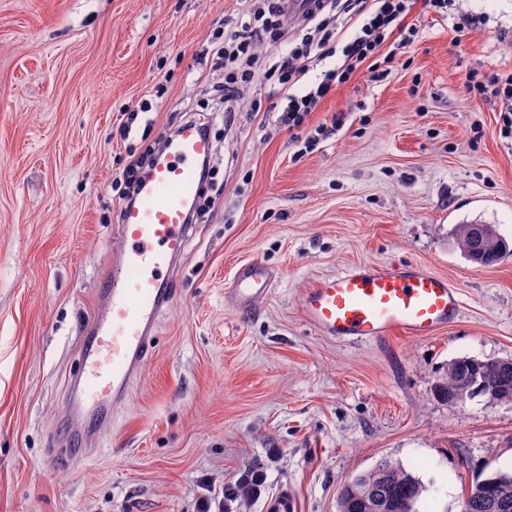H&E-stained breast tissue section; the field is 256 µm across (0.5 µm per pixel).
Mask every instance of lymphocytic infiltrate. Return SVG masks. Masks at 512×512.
<instances>
[{
    "label": "lymphocytic infiltrate",
    "mask_w": 512,
    "mask_h": 512,
    "mask_svg": "<svg viewBox=\"0 0 512 512\" xmlns=\"http://www.w3.org/2000/svg\"><path fill=\"white\" fill-rule=\"evenodd\" d=\"M413 5L414 0H308L303 15L305 34L277 60L267 63L260 59L257 48L266 42L285 39L288 33L285 3L284 0H254L248 21L225 37L216 51L215 65L223 69L224 83L215 87L214 92L228 103L254 82L277 84L285 101L283 126L291 131L304 129L308 116L330 91L348 82L357 72H365L371 82L384 79L385 66L394 59L393 54H381L385 42L395 40L403 49L415 41L416 28L404 22ZM328 7L333 8V15H325ZM344 22L356 27L351 38H344L338 29ZM331 46L341 54L340 65L324 71L305 94L293 93V86L308 73L312 58L322 57ZM467 87L473 96L499 100L500 132L511 138L512 71L470 73Z\"/></svg>",
    "instance_id": "f902f5d3"
}]
</instances>
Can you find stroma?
<instances>
[{
    "label": "stroma",
    "mask_w": 512,
    "mask_h": 512,
    "mask_svg": "<svg viewBox=\"0 0 512 512\" xmlns=\"http://www.w3.org/2000/svg\"><path fill=\"white\" fill-rule=\"evenodd\" d=\"M247 0H0V512H198L247 469L267 512H336L350 477L382 460L424 487L417 512H462L475 480L512 468V404L451 402V360L512 358V252L468 261L455 227L493 225L512 244V141L500 105L465 74L512 70V0H456L486 16L456 36L418 30L384 81L356 76L309 126L334 134L300 153L269 86L225 114L205 52L239 30ZM207 123L211 177L176 265L175 300L128 400L73 460L57 461L81 342L119 245L112 182L130 152ZM261 259L278 276L255 315L224 292ZM418 262L464 303L441 333L337 342L300 299L358 263Z\"/></svg>",
    "instance_id": "1"
}]
</instances>
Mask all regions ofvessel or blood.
<instances>
[{
    "mask_svg": "<svg viewBox=\"0 0 512 512\" xmlns=\"http://www.w3.org/2000/svg\"><path fill=\"white\" fill-rule=\"evenodd\" d=\"M213 142L195 123L181 124L141 183L140 199L120 214L121 245L99 288L100 308L85 338L82 371L65 414L66 456H73L124 402L154 342L157 320L175 298L174 266L194 229L189 215L201 165ZM276 275L262 260L242 265L227 290L237 311L255 312ZM305 320L346 343L395 334L424 338L456 324L458 288L420 263H360L318 281L301 297Z\"/></svg>",
    "mask_w": 512,
    "mask_h": 512,
    "instance_id": "b4317fda",
    "label": "vessel or blood"
}]
</instances>
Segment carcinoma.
<instances>
[{
    "label": "carcinoma",
    "instance_id": "1",
    "mask_svg": "<svg viewBox=\"0 0 512 512\" xmlns=\"http://www.w3.org/2000/svg\"><path fill=\"white\" fill-rule=\"evenodd\" d=\"M476 228L475 224H459L455 233L458 248L471 262L490 265L512 250L507 245L476 247ZM441 390L451 402H463L493 391L495 402L512 403V359L457 358L448 364ZM422 491L418 478L385 460L347 482L338 500V512H357L370 505L374 512H416ZM462 512H512V471H497L476 482L465 496Z\"/></svg>",
    "mask_w": 512,
    "mask_h": 512
}]
</instances>
